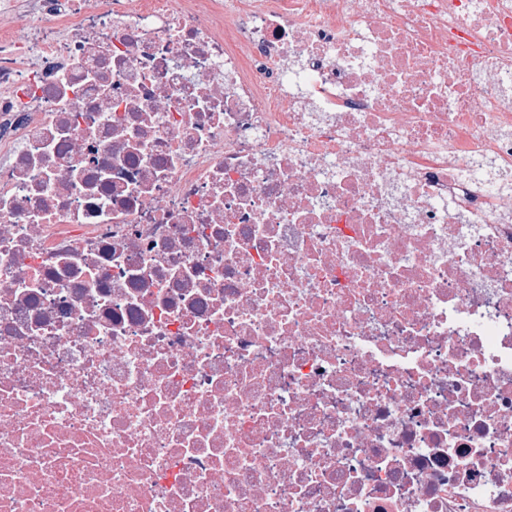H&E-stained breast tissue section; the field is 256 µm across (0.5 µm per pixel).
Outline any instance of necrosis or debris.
Wrapping results in <instances>:
<instances>
[{"label": "necrosis or debris", "instance_id": "obj_1", "mask_svg": "<svg viewBox=\"0 0 512 512\" xmlns=\"http://www.w3.org/2000/svg\"><path fill=\"white\" fill-rule=\"evenodd\" d=\"M0 512H512V0H0Z\"/></svg>", "mask_w": 512, "mask_h": 512}]
</instances>
